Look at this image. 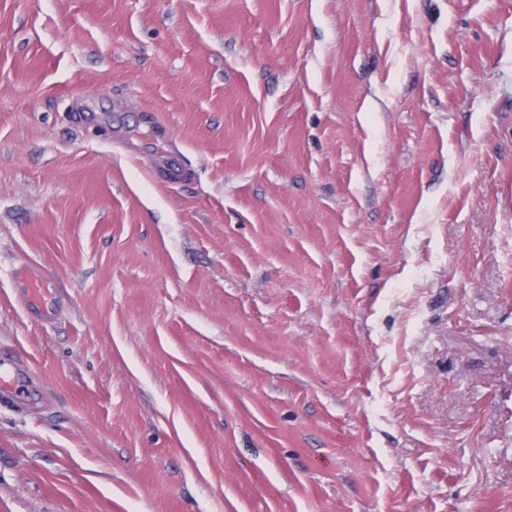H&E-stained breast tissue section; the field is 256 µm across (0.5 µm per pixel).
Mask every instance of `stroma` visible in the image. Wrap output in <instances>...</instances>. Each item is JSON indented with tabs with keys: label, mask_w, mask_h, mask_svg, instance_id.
I'll return each mask as SVG.
<instances>
[{
	"label": "stroma",
	"mask_w": 512,
	"mask_h": 512,
	"mask_svg": "<svg viewBox=\"0 0 512 512\" xmlns=\"http://www.w3.org/2000/svg\"><path fill=\"white\" fill-rule=\"evenodd\" d=\"M2 349L0 512H512V0H0ZM25 299L31 312L42 319H48L53 306L47 301V284L40 275L22 272ZM31 383L22 359L12 354L0 355V400L24 403L31 395Z\"/></svg>",
	"instance_id": "35a3bbf8"
}]
</instances>
